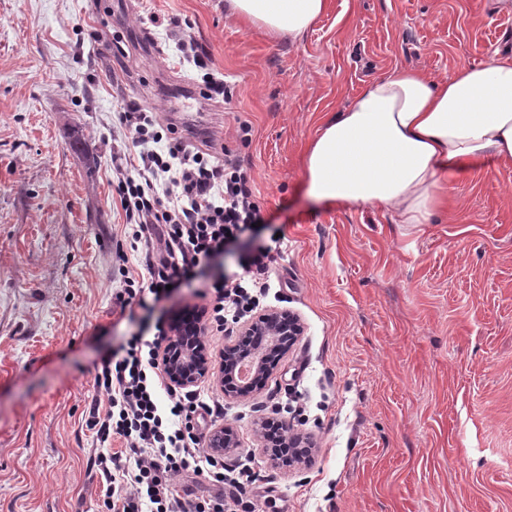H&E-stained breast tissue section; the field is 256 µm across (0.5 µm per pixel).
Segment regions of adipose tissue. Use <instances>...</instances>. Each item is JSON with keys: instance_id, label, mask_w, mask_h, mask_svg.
Here are the masks:
<instances>
[{"instance_id": "obj_1", "label": "adipose tissue", "mask_w": 512, "mask_h": 512, "mask_svg": "<svg viewBox=\"0 0 512 512\" xmlns=\"http://www.w3.org/2000/svg\"><path fill=\"white\" fill-rule=\"evenodd\" d=\"M230 13L273 35H302L326 0H228ZM512 164V57L458 67L436 83L396 68L328 114L303 160L308 193L325 202L384 207L425 224L445 185L485 161Z\"/></svg>"}]
</instances>
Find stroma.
<instances>
[{
	"label": "stroma",
	"instance_id": "1",
	"mask_svg": "<svg viewBox=\"0 0 512 512\" xmlns=\"http://www.w3.org/2000/svg\"><path fill=\"white\" fill-rule=\"evenodd\" d=\"M152 15L190 21L232 114L197 96ZM496 53L512 56V0H327L295 39L224 0H0V512H99L85 421L102 355L276 238L266 305L305 333L262 389L224 402L258 512H512V165L453 179L426 224L317 201L302 167L325 114L368 82L397 67L441 82ZM131 99L237 154L263 222L122 316L113 163L138 154L118 123ZM288 394L315 442L299 469L255 433Z\"/></svg>",
	"mask_w": 512,
	"mask_h": 512
}]
</instances>
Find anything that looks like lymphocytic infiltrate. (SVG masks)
I'll return each instance as SVG.
<instances>
[{
    "label": "lymphocytic infiltrate",
    "mask_w": 512,
    "mask_h": 512,
    "mask_svg": "<svg viewBox=\"0 0 512 512\" xmlns=\"http://www.w3.org/2000/svg\"><path fill=\"white\" fill-rule=\"evenodd\" d=\"M184 61L203 69L202 99L231 101L223 79L208 72V53L196 39H179ZM125 136L139 149V165L115 164L116 194L131 228L128 248H117L121 274L115 299L120 309L161 301L171 289L195 277L222 256L225 248L262 219L254 200L253 180L232 152L216 156L212 148L187 149L175 124L157 131L143 104L132 100L119 112ZM141 254L144 276H130L129 252ZM270 249L256 247L232 278L211 277L202 291L207 299L206 330L234 332L257 314L268 294ZM168 322L156 324L152 338L134 333L120 350L105 355L95 375L107 408L91 404L86 426L98 442L87 467L99 476L102 512H256L249 488L257 474L248 459L230 466L222 453L205 448L206 431L224 418V403L204 401L200 391L167 380L161 348ZM121 440L120 450L111 443ZM203 478L230 486L231 499H191L180 494L176 476Z\"/></svg>",
    "instance_id": "lymphocytic-infiltrate-1"
}]
</instances>
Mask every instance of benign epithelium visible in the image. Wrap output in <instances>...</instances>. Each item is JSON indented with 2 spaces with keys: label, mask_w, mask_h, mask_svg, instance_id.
<instances>
[{
  "label": "benign epithelium",
  "mask_w": 512,
  "mask_h": 512,
  "mask_svg": "<svg viewBox=\"0 0 512 512\" xmlns=\"http://www.w3.org/2000/svg\"><path fill=\"white\" fill-rule=\"evenodd\" d=\"M203 332L202 319L196 314L172 323L163 348L169 380L178 386H192L216 371L224 387V395L241 397L249 393V389L245 388L249 380L240 375L241 365L248 361L251 363L250 377L262 381L269 379L273 375L274 365L267 362V349L274 348L281 356L289 353L304 335L305 326L301 317L294 312L266 310L241 327L237 342L224 346V356L217 367L202 338ZM290 446L300 448V457L288 461L286 466L311 462L314 444L310 438L293 433ZM208 447L224 453L238 447L233 429L225 426L214 430Z\"/></svg>",
  "instance_id": "benign-epithelium-1"
}]
</instances>
